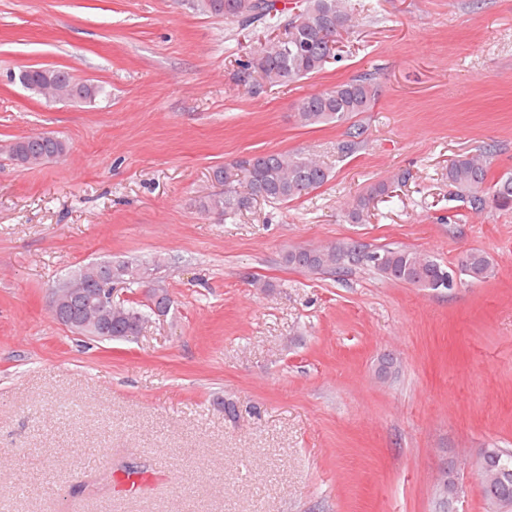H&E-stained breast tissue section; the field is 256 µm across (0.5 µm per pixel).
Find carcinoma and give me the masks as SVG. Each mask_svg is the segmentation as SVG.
Segmentation results:
<instances>
[{
  "mask_svg": "<svg viewBox=\"0 0 512 512\" xmlns=\"http://www.w3.org/2000/svg\"><path fill=\"white\" fill-rule=\"evenodd\" d=\"M197 7L224 18L227 24L242 28L260 25L279 32L240 63L239 80L245 85L256 80L265 87H282L321 71L332 55V43L353 27L349 0H301L293 8L280 7L277 0H197ZM19 77L24 79L23 85L34 91L53 86L55 95L62 100L92 102L101 92L99 86L77 82L62 69L33 67L22 70ZM375 96L372 78L366 74L302 98L295 117L303 127L346 122L360 112L369 111ZM66 150V141L52 134L25 136L9 146L11 158L26 168L58 159ZM490 170L487 158L481 153L459 155L448 161L445 176L448 184L474 210L488 206L512 208V171L495 176ZM213 177L224 183V193L204 198L200 207L231 218L257 200L284 203L299 199L323 186L328 181L329 170L304 154L270 152L217 168ZM389 189V185L380 183L355 197L347 210L348 219L355 224L365 221L375 199L388 194ZM284 260L291 267L318 274L366 262L387 279L432 290L446 282L453 283L456 273L471 282H480L494 272L492 259L479 250L469 251L466 261L455 271L428 254L402 247H384L371 253H364L354 245L298 248L288 251ZM139 266L136 260H101L94 266L87 264L68 271L55 281L54 287H69L71 276L83 271L90 288L108 282L131 288L137 285L135 276ZM148 317L135 302L114 307L112 327L88 330L86 335L99 340H124L139 335Z\"/></svg>",
  "mask_w": 512,
  "mask_h": 512,
  "instance_id": "carcinoma-1",
  "label": "carcinoma"
}]
</instances>
